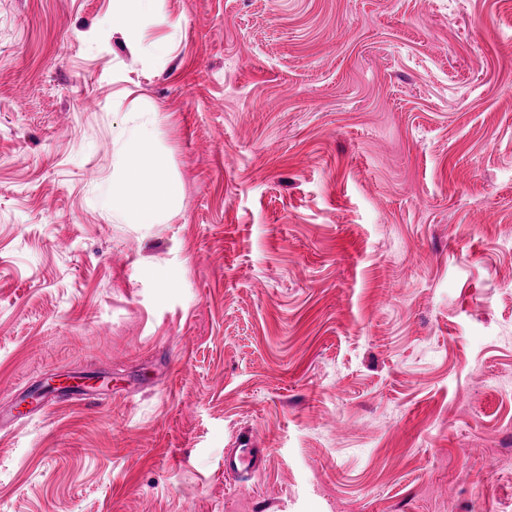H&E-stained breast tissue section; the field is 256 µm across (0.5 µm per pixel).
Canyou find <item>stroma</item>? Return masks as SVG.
Returning <instances> with one entry per match:
<instances>
[{"label":"stroma","mask_w":512,"mask_h":512,"mask_svg":"<svg viewBox=\"0 0 512 512\" xmlns=\"http://www.w3.org/2000/svg\"><path fill=\"white\" fill-rule=\"evenodd\" d=\"M138 39L0 0V512H512V0H161ZM153 110L183 204L131 224ZM60 374L97 383L41 408ZM160 112H131L122 131L121 169L112 181L108 204L124 212L131 224H158L182 204L177 185L167 175L166 160L157 152ZM250 441L241 442L239 448H231L224 454V473L235 475L250 472L255 466V448H250Z\"/></svg>","instance_id":"35a3bbf8"}]
</instances>
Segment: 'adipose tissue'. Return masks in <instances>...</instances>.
<instances>
[{
    "label": "adipose tissue",
    "mask_w": 512,
    "mask_h": 512,
    "mask_svg": "<svg viewBox=\"0 0 512 512\" xmlns=\"http://www.w3.org/2000/svg\"><path fill=\"white\" fill-rule=\"evenodd\" d=\"M158 0H114L112 29L129 43H136V30L144 16L154 11ZM157 112L130 113L122 131L120 176L112 183L109 204L122 210L129 223L156 224L182 204L177 185L167 175L166 160L158 153Z\"/></svg>",
    "instance_id": "ef3b65f1"
}]
</instances>
